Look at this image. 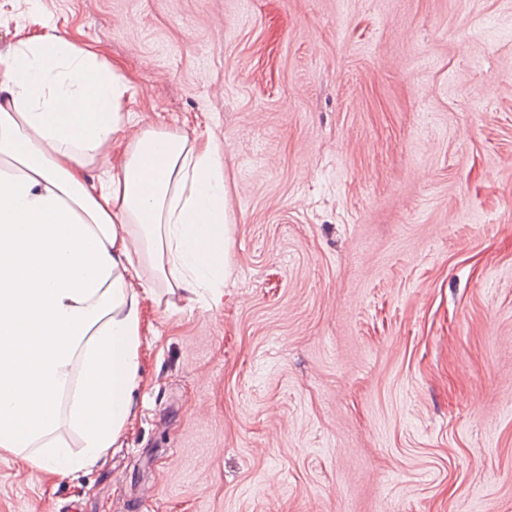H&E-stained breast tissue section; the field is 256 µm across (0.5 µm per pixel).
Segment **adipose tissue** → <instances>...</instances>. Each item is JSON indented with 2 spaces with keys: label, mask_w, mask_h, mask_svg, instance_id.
<instances>
[{
  "label": "adipose tissue",
  "mask_w": 512,
  "mask_h": 512,
  "mask_svg": "<svg viewBox=\"0 0 512 512\" xmlns=\"http://www.w3.org/2000/svg\"><path fill=\"white\" fill-rule=\"evenodd\" d=\"M119 65L62 37L0 55V452L89 470L141 387L142 305L221 293L230 246L220 159L178 134L128 139Z\"/></svg>",
  "instance_id": "adipose-tissue-1"
}]
</instances>
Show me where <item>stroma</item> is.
Segmentation results:
<instances>
[{"label": "stroma", "mask_w": 512, "mask_h": 512, "mask_svg": "<svg viewBox=\"0 0 512 512\" xmlns=\"http://www.w3.org/2000/svg\"><path fill=\"white\" fill-rule=\"evenodd\" d=\"M224 161L217 304L143 303L87 473L0 512H512V0H0Z\"/></svg>", "instance_id": "obj_1"}]
</instances>
